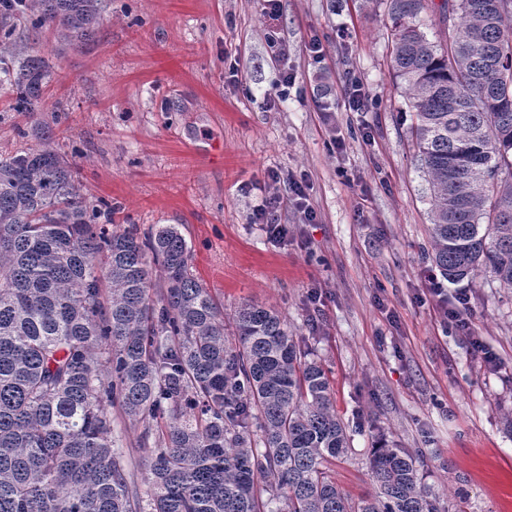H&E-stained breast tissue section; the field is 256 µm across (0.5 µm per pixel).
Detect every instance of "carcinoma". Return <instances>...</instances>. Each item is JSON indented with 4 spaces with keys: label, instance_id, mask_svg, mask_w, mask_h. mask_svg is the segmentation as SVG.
<instances>
[{
    "label": "carcinoma",
    "instance_id": "carcinoma-1",
    "mask_svg": "<svg viewBox=\"0 0 512 512\" xmlns=\"http://www.w3.org/2000/svg\"><path fill=\"white\" fill-rule=\"evenodd\" d=\"M391 57L415 112L430 193L429 258L451 284L481 272L512 288V184L494 223L489 185L512 176V15L453 0L424 31L427 0H384ZM104 0H0V90L12 112L46 107L47 61L11 50L17 26L91 38ZM57 150L0 157V512H440L413 455L379 443L377 491L346 494V457L324 366L276 312L244 304L236 339L189 271L174 224L145 238L98 226ZM160 272V283L153 272ZM158 433L126 448L109 409Z\"/></svg>",
    "mask_w": 512,
    "mask_h": 512
}]
</instances>
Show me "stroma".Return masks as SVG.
Listing matches in <instances>:
<instances>
[{"instance_id":"stroma-1","label":"stroma","mask_w":512,"mask_h":512,"mask_svg":"<svg viewBox=\"0 0 512 512\" xmlns=\"http://www.w3.org/2000/svg\"><path fill=\"white\" fill-rule=\"evenodd\" d=\"M36 50L53 68L45 100L65 111L21 115L0 97V156L49 141L89 200L117 205L116 229L177 225L225 318L277 311L328 371L351 438L328 466L339 486L374 492L370 451L385 441L415 455L441 504L512 512V288L483 272L430 292L426 176L381 0H280L273 21L262 0H106L94 37L49 33ZM350 81L365 111L346 108ZM274 196L281 244L252 220ZM460 295L470 336L442 312Z\"/></svg>"}]
</instances>
